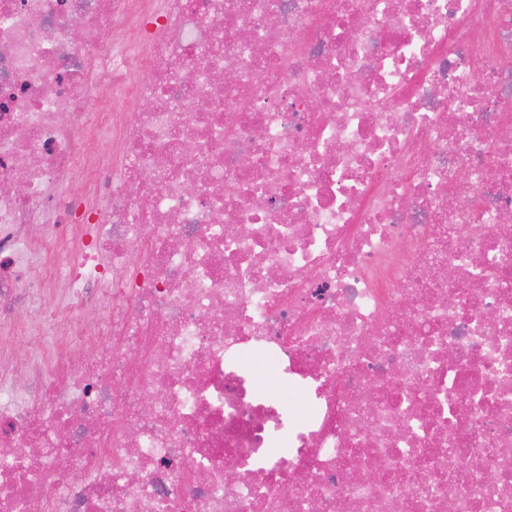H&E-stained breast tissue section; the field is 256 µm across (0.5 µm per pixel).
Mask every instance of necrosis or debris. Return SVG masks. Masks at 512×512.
Returning <instances> with one entry per match:
<instances>
[{
  "mask_svg": "<svg viewBox=\"0 0 512 512\" xmlns=\"http://www.w3.org/2000/svg\"><path fill=\"white\" fill-rule=\"evenodd\" d=\"M508 215L512 0H0V512H512ZM36 325L26 316L20 315L16 326H4L0 331L1 348L15 355L18 360H24L29 354V342L38 336Z\"/></svg>",
  "mask_w": 512,
  "mask_h": 512,
  "instance_id": "necrosis-or-debris-1",
  "label": "necrosis or debris"
}]
</instances>
